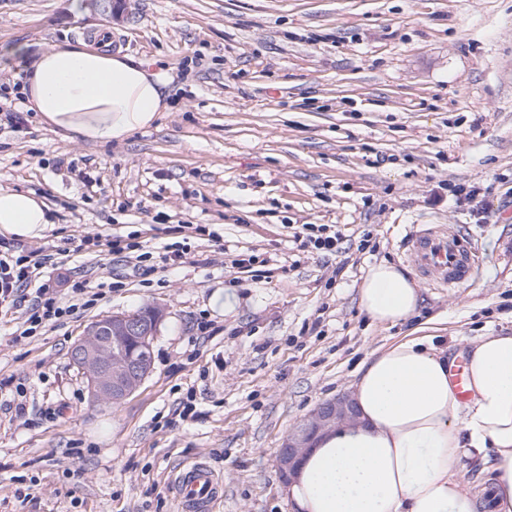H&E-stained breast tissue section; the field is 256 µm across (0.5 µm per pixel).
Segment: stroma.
Instances as JSON below:
<instances>
[{
    "label": "stroma",
    "mask_w": 512,
    "mask_h": 512,
    "mask_svg": "<svg viewBox=\"0 0 512 512\" xmlns=\"http://www.w3.org/2000/svg\"><path fill=\"white\" fill-rule=\"evenodd\" d=\"M103 31L166 72L154 124L67 139L19 99L27 124L0 121V188L55 217L19 249L51 254L47 276L113 286L29 339L20 314L0 316V512H179L169 477L191 460L223 479L217 512H294L277 451L372 351L425 323L456 353L512 333V0H0V89L44 47ZM459 184L478 200L457 201ZM184 224L207 233L177 267L107 247L132 234L158 249ZM305 224L341 230L342 253L300 248ZM419 224L470 239L478 269L464 288L419 280L417 315L373 324L362 282L382 261L408 267ZM242 253L255 274L239 279ZM146 305L163 311L151 373L121 403L94 401L72 345ZM190 394L198 418L171 424Z\"/></svg>",
    "instance_id": "obj_1"
}]
</instances>
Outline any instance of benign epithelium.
Wrapping results in <instances>:
<instances>
[{"label":"benign epithelium","mask_w":512,"mask_h":512,"mask_svg":"<svg viewBox=\"0 0 512 512\" xmlns=\"http://www.w3.org/2000/svg\"><path fill=\"white\" fill-rule=\"evenodd\" d=\"M160 311L150 307L145 312L117 313L91 321L71 348L70 356L86 375L92 397L97 402L118 403L131 394L150 374L151 365L112 354V337L136 336L148 349L160 322ZM356 422L355 405L347 393L319 403L291 431L278 450L282 478L292 481L303 455L324 434L341 424Z\"/></svg>","instance_id":"obj_1"}]
</instances>
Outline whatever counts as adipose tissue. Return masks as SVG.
<instances>
[{"mask_svg":"<svg viewBox=\"0 0 512 512\" xmlns=\"http://www.w3.org/2000/svg\"><path fill=\"white\" fill-rule=\"evenodd\" d=\"M165 72L89 47L51 45L23 87L28 109L50 129L86 140H120L166 111ZM52 225L33 193L0 188V234L43 236ZM373 323L412 318L420 292L386 261L359 291ZM446 351L404 339L362 362L351 394L359 422L320 438L288 487L297 512H512V334L480 337L467 350L470 396L448 378ZM481 462L482 484L463 481L462 459Z\"/></svg>","mask_w":512,"mask_h":512,"instance_id":"1","label":"adipose tissue"}]
</instances>
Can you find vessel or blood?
<instances>
[{
	"mask_svg": "<svg viewBox=\"0 0 512 512\" xmlns=\"http://www.w3.org/2000/svg\"><path fill=\"white\" fill-rule=\"evenodd\" d=\"M407 256L425 279L445 288L465 286L480 263V252L471 240L428 225L411 235ZM173 484L181 512H216L224 499L223 481L200 460L184 464Z\"/></svg>",
	"mask_w": 512,
	"mask_h": 512,
	"instance_id": "b4317fda",
	"label": "vessel or blood"
}]
</instances>
